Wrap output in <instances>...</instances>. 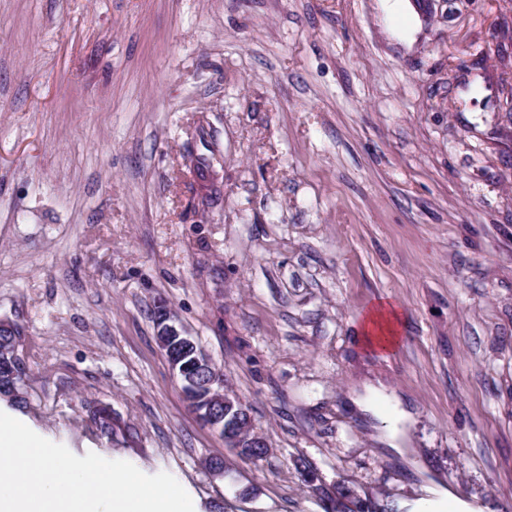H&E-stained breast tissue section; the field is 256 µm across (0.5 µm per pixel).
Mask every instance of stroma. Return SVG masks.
I'll list each match as a JSON object with an SVG mask.
<instances>
[{"label":"stroma","mask_w":512,"mask_h":512,"mask_svg":"<svg viewBox=\"0 0 512 512\" xmlns=\"http://www.w3.org/2000/svg\"><path fill=\"white\" fill-rule=\"evenodd\" d=\"M412 2L407 49L376 0H0V320L24 367L0 411L170 473L201 512H325L342 484L512 512V0ZM161 300L262 459L189 410ZM381 303L404 315L383 356L358 334Z\"/></svg>","instance_id":"1"}]
</instances>
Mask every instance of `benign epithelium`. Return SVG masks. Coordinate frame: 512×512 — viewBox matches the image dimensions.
<instances>
[{
    "label": "benign epithelium",
    "mask_w": 512,
    "mask_h": 512,
    "mask_svg": "<svg viewBox=\"0 0 512 512\" xmlns=\"http://www.w3.org/2000/svg\"><path fill=\"white\" fill-rule=\"evenodd\" d=\"M157 339L165 351L172 371L182 386L186 403L196 416L211 427L224 431V438L241 450L249 440L251 424L224 426L230 395L221 392L223 375L185 330L177 326L168 306H156Z\"/></svg>",
    "instance_id": "benign-epithelium-1"
}]
</instances>
